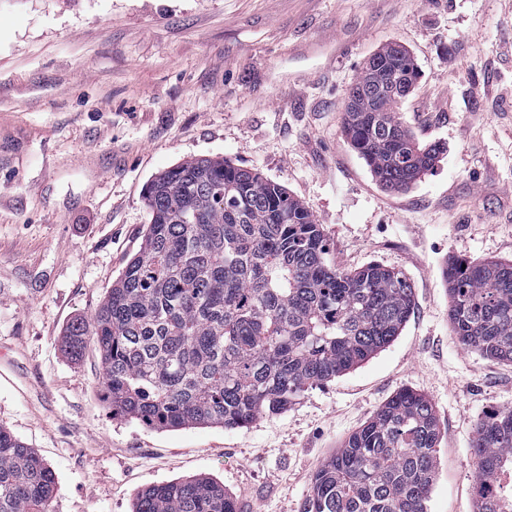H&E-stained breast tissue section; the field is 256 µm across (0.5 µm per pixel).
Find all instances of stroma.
<instances>
[{"label": "stroma", "mask_w": 512, "mask_h": 512, "mask_svg": "<svg viewBox=\"0 0 512 512\" xmlns=\"http://www.w3.org/2000/svg\"><path fill=\"white\" fill-rule=\"evenodd\" d=\"M390 43L419 70L399 105L445 147L384 190L342 135V103ZM221 157L283 186L329 261L403 272L414 309L367 362L248 427L180 430L113 416L95 348H62L138 251L147 184ZM512 260V8L504 0H0V428L55 474L52 512H131L186 477L236 512H304L312 479L392 396L441 429L429 512H474L472 442L512 408V363L460 345L448 257Z\"/></svg>", "instance_id": "stroma-1"}]
</instances>
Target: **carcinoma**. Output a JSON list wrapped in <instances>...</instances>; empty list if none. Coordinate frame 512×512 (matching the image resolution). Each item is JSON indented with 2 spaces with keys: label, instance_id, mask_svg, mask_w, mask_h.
<instances>
[{
  "label": "carcinoma",
  "instance_id": "obj_1",
  "mask_svg": "<svg viewBox=\"0 0 512 512\" xmlns=\"http://www.w3.org/2000/svg\"><path fill=\"white\" fill-rule=\"evenodd\" d=\"M353 82L359 111L347 142L383 188L404 191L440 153L403 125L405 95L387 72L418 78L410 54L381 48ZM139 251L101 305L72 322L64 354L94 345L112 415L164 430L239 429L288 408L384 350L414 307L400 272H354L326 258L323 231L280 185L226 160H185L152 179ZM448 317L466 348L512 362V261L448 258ZM439 422L423 395L402 390L314 475L305 512H428ZM474 491L479 512H512V409L478 425ZM55 475L0 429V512H51ZM133 512H236L206 477L150 485Z\"/></svg>",
  "mask_w": 512,
  "mask_h": 512
}]
</instances>
